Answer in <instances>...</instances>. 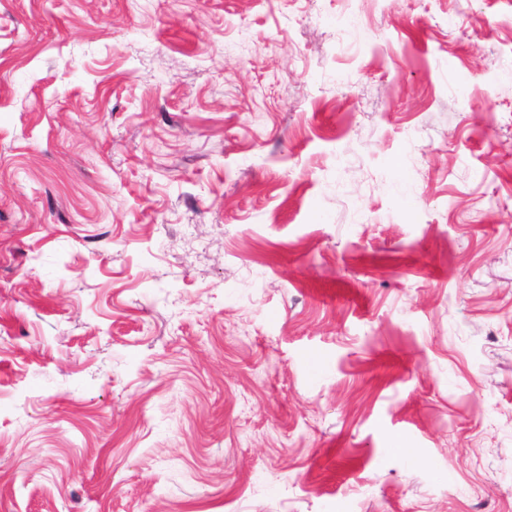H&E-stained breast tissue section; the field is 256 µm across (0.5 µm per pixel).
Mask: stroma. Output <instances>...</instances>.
<instances>
[{
    "label": "stroma",
    "mask_w": 512,
    "mask_h": 512,
    "mask_svg": "<svg viewBox=\"0 0 512 512\" xmlns=\"http://www.w3.org/2000/svg\"><path fill=\"white\" fill-rule=\"evenodd\" d=\"M0 512H512V0H0Z\"/></svg>",
    "instance_id": "35a3bbf8"
}]
</instances>
